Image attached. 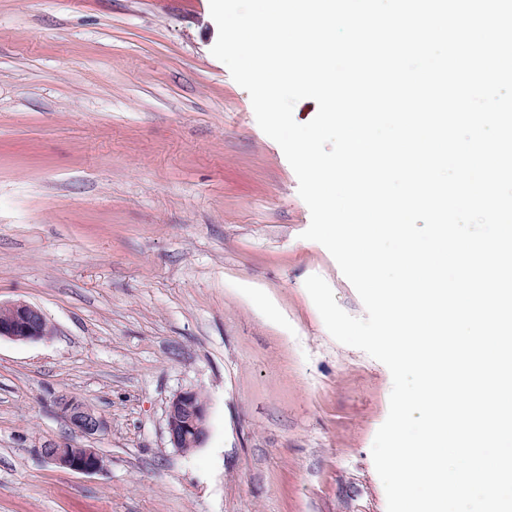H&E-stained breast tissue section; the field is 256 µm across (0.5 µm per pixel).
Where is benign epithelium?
<instances>
[{
	"label": "benign epithelium",
	"instance_id": "1",
	"mask_svg": "<svg viewBox=\"0 0 512 512\" xmlns=\"http://www.w3.org/2000/svg\"><path fill=\"white\" fill-rule=\"evenodd\" d=\"M9 318L0 320V338L32 342L49 336V328L42 311L24 301L8 305ZM56 413L71 429L85 437L93 436L105 428V420L74 397L59 396ZM208 403L199 399V393L186 389L176 393L166 408L167 433L173 448L189 452L201 447L208 436ZM44 459L61 470L81 474H96L106 467L105 457L96 448L84 449L81 456L66 448L41 450Z\"/></svg>",
	"mask_w": 512,
	"mask_h": 512
}]
</instances>
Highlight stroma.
<instances>
[{
    "instance_id": "obj_1",
    "label": "stroma",
    "mask_w": 512,
    "mask_h": 512,
    "mask_svg": "<svg viewBox=\"0 0 512 512\" xmlns=\"http://www.w3.org/2000/svg\"><path fill=\"white\" fill-rule=\"evenodd\" d=\"M210 0H0V512H387L371 448L388 368L337 342L305 288L363 303L248 92L211 49ZM208 436L172 448L176 393ZM68 395L106 421L87 438ZM95 448L59 470L44 448ZM5 306L11 313L8 319L0 320V338L32 342L50 336L46 318L40 309L24 301ZM208 403L199 393L186 389L176 393L166 408L167 433L172 448L189 452L201 447L208 436ZM55 410L74 432L85 437L98 434L106 425L101 415L91 410L87 403L74 397L59 396L55 402ZM72 451L80 453L82 448H72ZM41 453L48 463L61 470L92 475L106 467L105 457L95 448H84L81 456L71 453L68 448H45Z\"/></svg>"
}]
</instances>
